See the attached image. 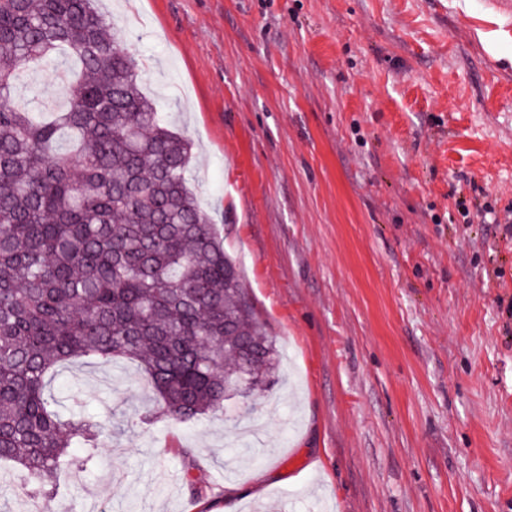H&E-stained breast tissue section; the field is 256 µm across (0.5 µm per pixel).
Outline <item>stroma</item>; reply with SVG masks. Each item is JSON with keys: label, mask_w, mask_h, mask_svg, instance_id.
Returning a JSON list of instances; mask_svg holds the SVG:
<instances>
[{"label": "stroma", "mask_w": 512, "mask_h": 512, "mask_svg": "<svg viewBox=\"0 0 512 512\" xmlns=\"http://www.w3.org/2000/svg\"><path fill=\"white\" fill-rule=\"evenodd\" d=\"M132 4L277 382L144 423L136 361L58 368L112 436L51 512H512V0Z\"/></svg>", "instance_id": "35a3bbf8"}]
</instances>
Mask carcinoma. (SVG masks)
<instances>
[{
  "instance_id": "cac0c4a2",
  "label": "carcinoma",
  "mask_w": 512,
  "mask_h": 512,
  "mask_svg": "<svg viewBox=\"0 0 512 512\" xmlns=\"http://www.w3.org/2000/svg\"><path fill=\"white\" fill-rule=\"evenodd\" d=\"M97 0H0V462L49 506L96 464L106 424L47 394L74 358L135 359L186 422L268 386L276 342L189 185L191 143L141 89ZM46 62L60 94L14 100Z\"/></svg>"
}]
</instances>
